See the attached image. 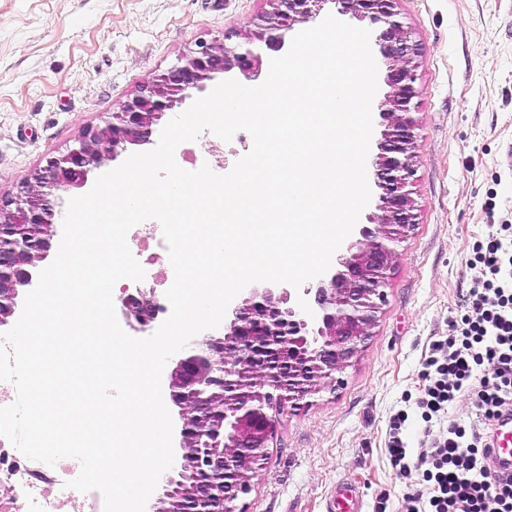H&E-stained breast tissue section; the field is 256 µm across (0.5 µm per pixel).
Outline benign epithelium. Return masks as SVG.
Returning a JSON list of instances; mask_svg holds the SVG:
<instances>
[{"mask_svg":"<svg viewBox=\"0 0 512 512\" xmlns=\"http://www.w3.org/2000/svg\"><path fill=\"white\" fill-rule=\"evenodd\" d=\"M270 10L254 24L247 43H200L167 75L145 87L103 124L87 128L76 144L47 159L18 194L0 198V326L15 313L19 290L32 283V269L53 246L59 211L51 196L84 187L89 175L132 146L152 143L156 127L176 105L230 73L253 85L282 49L286 33L317 18L324 5L370 24L386 65L390 91L381 104L384 130L372 163L379 189L376 213L358 237L337 255L334 267L307 299L292 300L287 288H252L232 309L221 329L196 336L192 354L168 365V398L179 408L181 456L165 472L150 512H245L238 502L268 459L277 413L301 408L336 387L337 375L352 366L372 336L384 290L397 260V247L415 224L407 190L413 176L419 48L399 20L397 0H267ZM40 227L16 238V227ZM119 301L127 322L152 329V301Z\"/></svg>","mask_w":512,"mask_h":512,"instance_id":"obj_1","label":"benign epithelium"}]
</instances>
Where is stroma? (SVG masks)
<instances>
[{
  "label": "stroma",
  "mask_w": 512,
  "mask_h": 512,
  "mask_svg": "<svg viewBox=\"0 0 512 512\" xmlns=\"http://www.w3.org/2000/svg\"><path fill=\"white\" fill-rule=\"evenodd\" d=\"M266 0H0V195L83 129L107 119L203 41L251 29ZM420 48L419 126L409 190L416 224L398 246L385 302L355 365L302 409L277 417L246 512H326L340 482L362 512H411L427 494L386 451L389 419L416 407L421 363L469 312L473 245L512 224V0H398Z\"/></svg>",
  "instance_id": "stroma-1"
}]
</instances>
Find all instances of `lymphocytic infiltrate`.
Instances as JSON below:
<instances>
[{
    "label": "lymphocytic infiltrate",
    "instance_id": "lymphocytic-infiltrate-1",
    "mask_svg": "<svg viewBox=\"0 0 512 512\" xmlns=\"http://www.w3.org/2000/svg\"><path fill=\"white\" fill-rule=\"evenodd\" d=\"M467 263L477 283L473 312L451 323L419 373L422 420L444 419L448 425L431 436L429 453L413 460L403 435L408 416L396 413L390 418L387 453L398 475L416 470L430 485L427 512H512V473H491L485 432L512 404V224L499 225L476 243ZM464 392L477 416L469 423L448 416Z\"/></svg>",
    "mask_w": 512,
    "mask_h": 512
}]
</instances>
